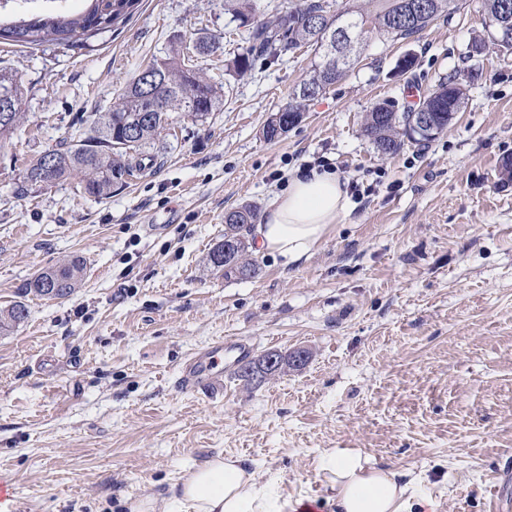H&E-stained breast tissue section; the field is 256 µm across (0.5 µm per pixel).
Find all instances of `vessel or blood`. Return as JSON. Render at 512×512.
<instances>
[{
	"label": "vessel or blood",
	"instance_id": "vessel-or-blood-1",
	"mask_svg": "<svg viewBox=\"0 0 512 512\" xmlns=\"http://www.w3.org/2000/svg\"><path fill=\"white\" fill-rule=\"evenodd\" d=\"M250 342L229 336L214 341L183 363L176 381L177 388L193 395H209L224 380V360L243 362L252 352Z\"/></svg>",
	"mask_w": 512,
	"mask_h": 512
}]
</instances>
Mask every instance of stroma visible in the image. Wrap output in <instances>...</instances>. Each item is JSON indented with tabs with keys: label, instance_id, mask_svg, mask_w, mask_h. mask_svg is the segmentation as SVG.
Returning a JSON list of instances; mask_svg holds the SVG:
<instances>
[{
	"label": "stroma",
	"instance_id": "stroma-1",
	"mask_svg": "<svg viewBox=\"0 0 512 512\" xmlns=\"http://www.w3.org/2000/svg\"><path fill=\"white\" fill-rule=\"evenodd\" d=\"M411 39L371 33L360 63L283 137L272 113L292 101L313 60L257 62L230 80L205 120L184 119L145 149L143 175L97 199L74 179L20 191L22 172L77 113L106 111L153 58L206 35L207 75L241 41L224 0H141L88 49L0 42V67L26 88L24 118L0 149V307L28 320L0 328V512H132L154 498L187 512L173 490L216 454L238 459L281 504L325 505L318 459L354 449L428 481L440 512H512V54L488 46L467 100L427 145L379 153L363 134L387 100L407 104L463 70L485 34L483 0H461ZM415 66L401 71L405 55ZM324 157L360 192L312 254L283 266L253 256L249 277L208 263L224 216L256 214L288 178ZM83 278L68 297L25 294L40 270L72 258ZM222 336L252 357L311 352L298 371L246 384L238 366L213 397L177 391L193 353Z\"/></svg>",
	"mask_w": 512,
	"mask_h": 512
}]
</instances>
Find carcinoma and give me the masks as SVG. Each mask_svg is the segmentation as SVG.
<instances>
[{
	"mask_svg": "<svg viewBox=\"0 0 512 512\" xmlns=\"http://www.w3.org/2000/svg\"><path fill=\"white\" fill-rule=\"evenodd\" d=\"M88 5L78 13L56 10L48 14L20 11L0 21V40H12L26 48L44 45H62L87 48L91 39L110 32L126 22L138 7L139 0H87ZM412 0H372L373 9L363 12L346 4L342 10L358 23L368 26L365 34L384 31L401 39L421 33L434 20L450 18L458 10V0H424V9L412 14ZM332 8L329 0H288V3L269 21L256 20L254 0H224V12L231 15L239 26L245 28L242 36L246 46L224 63L227 75L241 77L250 71L258 60L280 59L294 50L309 46L315 52V61L305 78L293 90L292 102L272 114L263 128L264 136L273 140L280 137L277 129L295 126L294 118L304 111L305 103L312 100L302 92L308 84L319 90L339 80L336 59L327 54L320 44L318 33L297 26V22L311 12ZM490 30L506 36L512 42V0H484ZM153 76L151 93L158 111L151 123L141 127L139 137L126 135V123L138 117L146 107L144 90L137 79H132L118 101L105 112H84L75 122L76 135L62 139L53 154L56 167L44 176L33 165L23 172L21 187L33 186L41 178L57 184L73 176L81 178L84 193L94 198H104L112 193V186L124 183L122 176L132 177L145 169L142 149L157 139L173 119L181 113L194 121L204 119L223 101L221 89L200 73L194 65L186 64L180 50L172 49L164 57L154 59L147 67ZM450 76L426 96L418 107L398 108L395 102H383L367 115L364 123L366 137L382 154H392L400 149L404 139H412L409 132L413 112H429L438 133L448 128V100L459 104L466 100V89L455 84ZM12 93L22 101L25 87L17 72L0 68V89ZM252 207L244 206L225 217L224 241L209 254V263L224 277L242 275V270L252 269L248 258L249 243L244 231L253 223ZM235 244L234 251L224 254V242ZM83 264L77 257L38 272L28 283L26 291L40 297L55 298L71 294L81 282ZM27 307L16 302L0 310V327H13L28 319Z\"/></svg>",
	"mask_w": 512,
	"mask_h": 512,
	"instance_id": "1",
	"label": "carcinoma"
}]
</instances>
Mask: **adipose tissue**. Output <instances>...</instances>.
<instances>
[{
	"label": "adipose tissue",
	"instance_id": "ef3b65f1",
	"mask_svg": "<svg viewBox=\"0 0 512 512\" xmlns=\"http://www.w3.org/2000/svg\"><path fill=\"white\" fill-rule=\"evenodd\" d=\"M349 194L334 171L303 168L269 203L257 228V251L286 262L308 257L346 216ZM336 512H439L425 481L408 471L368 464L360 454L324 452L319 460ZM191 512H275L267 486L239 460L215 456L179 490Z\"/></svg>",
	"mask_w": 512,
	"mask_h": 512
}]
</instances>
